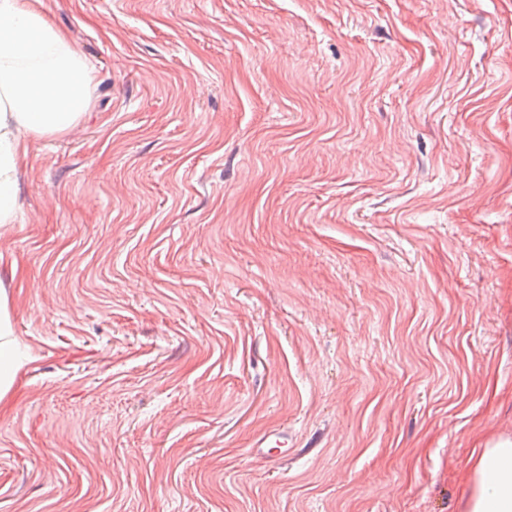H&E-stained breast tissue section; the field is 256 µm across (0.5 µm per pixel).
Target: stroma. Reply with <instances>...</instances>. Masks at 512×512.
Listing matches in <instances>:
<instances>
[{
  "label": "stroma",
  "mask_w": 512,
  "mask_h": 512,
  "mask_svg": "<svg viewBox=\"0 0 512 512\" xmlns=\"http://www.w3.org/2000/svg\"><path fill=\"white\" fill-rule=\"evenodd\" d=\"M42 2L90 106L0 228V512H460L512 435V0ZM13 335L8 300L0 294V398L11 389L15 374L22 365V357L9 338Z\"/></svg>",
  "instance_id": "1"
}]
</instances>
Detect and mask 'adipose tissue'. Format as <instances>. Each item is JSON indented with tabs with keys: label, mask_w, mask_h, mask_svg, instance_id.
<instances>
[{
	"label": "adipose tissue",
	"mask_w": 512,
	"mask_h": 512,
	"mask_svg": "<svg viewBox=\"0 0 512 512\" xmlns=\"http://www.w3.org/2000/svg\"><path fill=\"white\" fill-rule=\"evenodd\" d=\"M87 62L30 0H0V227L14 223L19 166L30 137L67 133L89 106ZM0 294V398L22 357ZM462 512H512V436L484 443L462 495Z\"/></svg>",
	"instance_id": "adipose-tissue-1"
}]
</instances>
